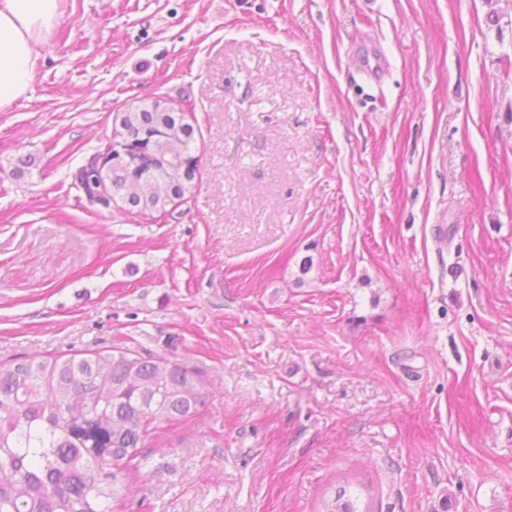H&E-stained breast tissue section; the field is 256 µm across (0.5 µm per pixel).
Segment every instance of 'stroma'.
<instances>
[{
	"label": "stroma",
	"mask_w": 512,
	"mask_h": 512,
	"mask_svg": "<svg viewBox=\"0 0 512 512\" xmlns=\"http://www.w3.org/2000/svg\"><path fill=\"white\" fill-rule=\"evenodd\" d=\"M158 96L189 190L89 202ZM115 349L206 393L122 512H512V0H68L0 112V361Z\"/></svg>",
	"instance_id": "35a3bbf8"
}]
</instances>
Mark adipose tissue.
<instances>
[{
	"instance_id": "ef3b65f1",
	"label": "adipose tissue",
	"mask_w": 512,
	"mask_h": 512,
	"mask_svg": "<svg viewBox=\"0 0 512 512\" xmlns=\"http://www.w3.org/2000/svg\"><path fill=\"white\" fill-rule=\"evenodd\" d=\"M66 0H0V112L30 92Z\"/></svg>"
}]
</instances>
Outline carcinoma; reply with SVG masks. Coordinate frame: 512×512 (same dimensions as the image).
Here are the masks:
<instances>
[{"label": "carcinoma", "instance_id": "1", "mask_svg": "<svg viewBox=\"0 0 512 512\" xmlns=\"http://www.w3.org/2000/svg\"><path fill=\"white\" fill-rule=\"evenodd\" d=\"M115 140L107 177L94 158L76 175L89 200L103 184L143 212L184 195L193 127L167 100L123 113ZM204 396L195 370L130 350L0 363V512H114L150 430L192 419ZM320 512L357 510L341 489Z\"/></svg>", "mask_w": 512, "mask_h": 512}]
</instances>
